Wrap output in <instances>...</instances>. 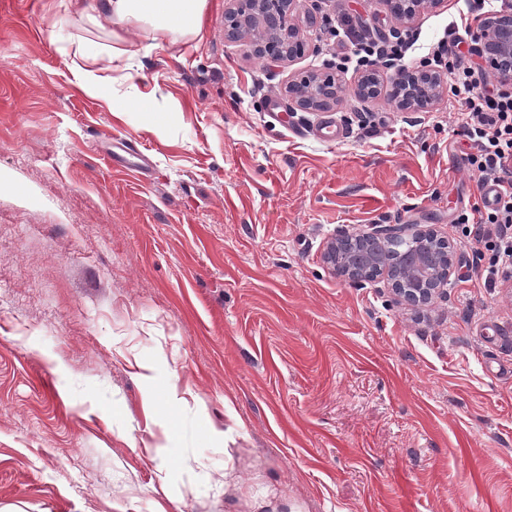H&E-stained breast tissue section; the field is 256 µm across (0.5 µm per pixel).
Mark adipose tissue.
<instances>
[{
  "label": "adipose tissue",
  "instance_id": "adipose-tissue-1",
  "mask_svg": "<svg viewBox=\"0 0 512 512\" xmlns=\"http://www.w3.org/2000/svg\"><path fill=\"white\" fill-rule=\"evenodd\" d=\"M207 0H100L97 9L117 25L136 23L164 36L192 37L201 29Z\"/></svg>",
  "mask_w": 512,
  "mask_h": 512
}]
</instances>
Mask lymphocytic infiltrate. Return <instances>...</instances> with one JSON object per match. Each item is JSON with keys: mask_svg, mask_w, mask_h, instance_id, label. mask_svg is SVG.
<instances>
[{"mask_svg": "<svg viewBox=\"0 0 512 512\" xmlns=\"http://www.w3.org/2000/svg\"><path fill=\"white\" fill-rule=\"evenodd\" d=\"M470 29L465 18L449 28L450 49L444 67L459 103L457 124L469 148L467 163L478 187L491 183L499 192L492 204L461 211L456 221L469 225L476 245L489 252L485 280L491 283L499 263L512 262V93L462 52Z\"/></svg>", "mask_w": 512, "mask_h": 512, "instance_id": "1", "label": "lymphocytic infiltrate"}]
</instances>
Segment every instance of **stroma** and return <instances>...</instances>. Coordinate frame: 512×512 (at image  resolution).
<instances>
[{"label":"stroma","mask_w":512,"mask_h":512,"mask_svg":"<svg viewBox=\"0 0 512 512\" xmlns=\"http://www.w3.org/2000/svg\"><path fill=\"white\" fill-rule=\"evenodd\" d=\"M90 25L70 0L0 12V512H512V267L472 271L479 202L454 96L357 95L333 25L382 0H299L306 49ZM463 0L406 30L432 60ZM124 49L98 96L76 50ZM347 86L330 110L285 88ZM340 131L343 141H324ZM417 224L461 258L442 294L328 270V239ZM52 379L44 388L42 375ZM72 75L77 83L89 94L97 93L100 87L101 77L94 68L81 65L74 61ZM316 81L319 84V94L316 98H310L305 93V87L311 82ZM291 97L303 108L310 110L324 109L340 97L345 88L342 84H338L331 75L322 73H310L301 77L299 81H294L289 87Z\"/></svg>","instance_id":"1"}]
</instances>
